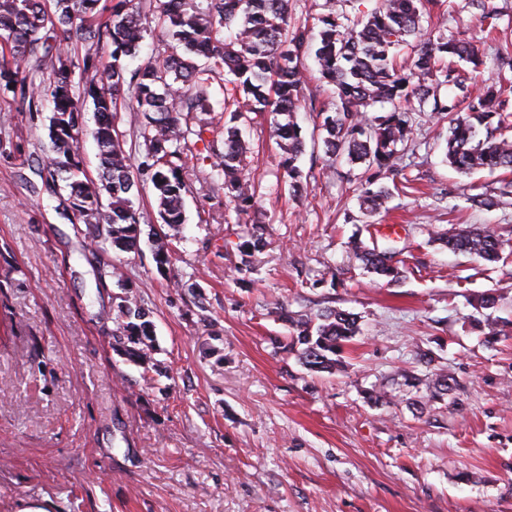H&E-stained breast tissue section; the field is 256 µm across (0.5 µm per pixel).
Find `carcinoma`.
Segmentation results:
<instances>
[{"label":"carcinoma","instance_id":"cac0c4a2","mask_svg":"<svg viewBox=\"0 0 512 512\" xmlns=\"http://www.w3.org/2000/svg\"><path fill=\"white\" fill-rule=\"evenodd\" d=\"M0 0V88L21 99L33 82L31 62L50 65L48 84L53 113L48 138L54 157L44 178L45 187L63 196L83 224L101 227L98 235L119 251L137 247L140 225L156 220L168 231L154 233L156 260L167 262L169 244L184 223V195L189 186L182 155L201 144L217 154L224 174V198L246 212L254 206L258 184L246 173L248 147L241 126L251 113L273 116V133L285 153L284 165L293 195L304 189L295 161L303 152L304 136L296 114L306 106L303 60L314 57L321 79L333 87L335 101L317 112L322 144L332 160L344 158L363 166L354 191L360 209H384L391 189L384 183L399 172L405 151L413 145V114L430 108L431 115L448 123L446 162L461 174L481 170H512V98L502 84L471 89L470 71L483 64L471 41L434 35L422 25L432 0H375L367 11L339 18L336 10L318 17L320 29L311 42L307 25L292 18V0H162L157 26L168 54L141 64L126 78L123 60L139 55L146 27L129 7L131 0ZM104 41L110 61L84 57L83 70L96 78L75 81L69 47L81 41ZM499 75L512 73V44L498 48ZM224 76V151L216 153L212 122H181L184 112L209 111V88ZM136 100L134 128L138 169L155 190L156 217L135 209L137 187L131 154L117 131V105ZM89 99L96 119L98 177H89L77 159V140L68 129L83 125L79 102ZM389 109L369 115L376 104ZM108 195V206L102 196ZM512 199V179L498 182L493 194H477L471 201L491 208ZM261 227L246 225L237 251L242 256L264 246ZM452 251L473 255L487 263L503 259L508 246L485 225H471L439 237ZM352 248L368 272L387 282L401 278L400 260L386 251ZM100 280L110 277L123 292L115 295L116 330L113 338L128 344V352L148 358L152 335L150 310L124 290L122 274L106 265ZM500 296H473L477 310H493ZM289 348L302 364L328 371L339 364L343 347L359 333L358 317L328 308L315 317L290 320Z\"/></svg>","mask_w":512,"mask_h":512}]
</instances>
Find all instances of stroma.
Returning <instances> with one entry per match:
<instances>
[{
  "mask_svg": "<svg viewBox=\"0 0 512 512\" xmlns=\"http://www.w3.org/2000/svg\"><path fill=\"white\" fill-rule=\"evenodd\" d=\"M491 4V32L467 0L429 22L482 42L477 88L512 42V0ZM51 109L0 90V512H512V257L486 264L435 240L472 224L512 240V204L469 200L502 172H456L446 128L425 116L405 170L415 191L366 217L347 164L326 177L311 112L298 114L299 199L258 114L242 128L267 241L251 273L226 258L251 217L225 205L202 153L186 159V222L160 267L145 238L94 247L46 191ZM356 238L394 249L401 282L366 273ZM103 264L151 311L150 363L112 338L118 289L99 281ZM486 291L502 296L494 343L469 304ZM328 308L361 330L337 370L313 372L289 350L284 315ZM443 372L455 384L431 399Z\"/></svg>",
  "mask_w": 512,
  "mask_h": 512,
  "instance_id": "1",
  "label": "stroma"
}]
</instances>
